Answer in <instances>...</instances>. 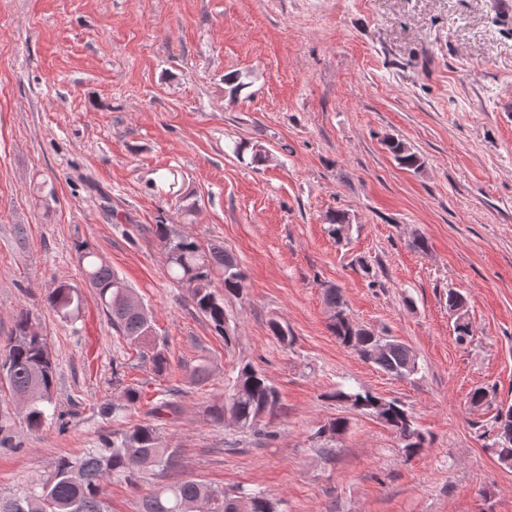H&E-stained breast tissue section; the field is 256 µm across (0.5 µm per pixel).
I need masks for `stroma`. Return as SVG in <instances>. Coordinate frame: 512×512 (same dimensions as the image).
Instances as JSON below:
<instances>
[{
  "label": "stroma",
  "mask_w": 512,
  "mask_h": 512,
  "mask_svg": "<svg viewBox=\"0 0 512 512\" xmlns=\"http://www.w3.org/2000/svg\"><path fill=\"white\" fill-rule=\"evenodd\" d=\"M497 2L0 0V357L29 310L58 414L29 429L0 384L16 443L0 452V494L149 424L179 451L161 480L259 492L277 512H512V468L491 448L512 404V20ZM231 72L245 83L235 94ZM390 137L421 169L398 165ZM242 142L265 162L237 155ZM336 210L351 224L340 241L326 221ZM162 221L237 257L242 295L212 281L229 336L169 278ZM80 244L134 289L166 372L86 288ZM63 281L84 295L72 323L46 302ZM328 287L355 323L408 345L419 374L392 377L340 345ZM452 289L474 329L463 343ZM246 364L278 392L266 437L207 413ZM129 385L138 407L104 417ZM342 387L405 405L424 449L405 456L376 418L331 400ZM172 388L175 409L158 411ZM339 417L343 434L318 437ZM160 479L112 480L110 512H138Z\"/></svg>",
  "instance_id": "stroma-1"
}]
</instances>
